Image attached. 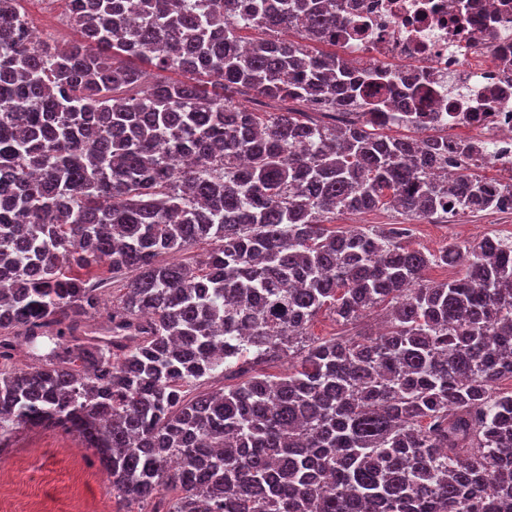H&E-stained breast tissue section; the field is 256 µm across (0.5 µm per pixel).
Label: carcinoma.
Instances as JSON below:
<instances>
[{"instance_id": "carcinoma-1", "label": "carcinoma", "mask_w": 512, "mask_h": 512, "mask_svg": "<svg viewBox=\"0 0 512 512\" xmlns=\"http://www.w3.org/2000/svg\"><path fill=\"white\" fill-rule=\"evenodd\" d=\"M64 2L78 38L34 53L0 0V452L75 433L151 512H512V243L332 227L499 195L431 177L441 128L380 133L394 75L312 50L336 45L340 0ZM103 269L136 277L98 325ZM378 308L383 333H308ZM21 336L53 347L17 368Z\"/></svg>"}]
</instances>
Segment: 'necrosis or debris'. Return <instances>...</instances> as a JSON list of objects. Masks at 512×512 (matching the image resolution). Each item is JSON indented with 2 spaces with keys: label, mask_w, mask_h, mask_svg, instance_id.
<instances>
[{
  "label": "necrosis or debris",
  "mask_w": 512,
  "mask_h": 512,
  "mask_svg": "<svg viewBox=\"0 0 512 512\" xmlns=\"http://www.w3.org/2000/svg\"><path fill=\"white\" fill-rule=\"evenodd\" d=\"M347 33L336 49L356 71L392 72L387 120L437 114L462 134L493 144L481 156H453L440 180L479 167L495 171L512 211V0H342ZM418 100H410L413 88Z\"/></svg>",
  "instance_id": "obj_1"
}]
</instances>
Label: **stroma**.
<instances>
[{"label": "stroma", "instance_id": "35a3bbf8", "mask_svg": "<svg viewBox=\"0 0 512 512\" xmlns=\"http://www.w3.org/2000/svg\"><path fill=\"white\" fill-rule=\"evenodd\" d=\"M29 28L67 42L75 30L67 24L63 0H23ZM458 225L427 222L410 226L409 247L428 252L461 237L500 235L512 226L508 211L465 212ZM0 501L36 508L37 512H117V505L97 457L81 440L61 430L21 431L0 453Z\"/></svg>", "mask_w": 512, "mask_h": 512}]
</instances>
